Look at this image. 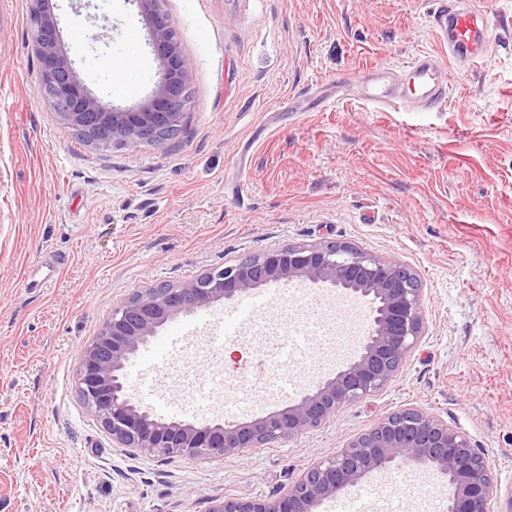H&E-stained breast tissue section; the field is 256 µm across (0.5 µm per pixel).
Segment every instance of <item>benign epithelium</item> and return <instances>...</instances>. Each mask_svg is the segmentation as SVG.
<instances>
[{
  "label": "benign epithelium",
  "mask_w": 512,
  "mask_h": 512,
  "mask_svg": "<svg viewBox=\"0 0 512 512\" xmlns=\"http://www.w3.org/2000/svg\"><path fill=\"white\" fill-rule=\"evenodd\" d=\"M150 24L152 48L164 63L152 96L117 110L92 95L59 48L55 17L33 0L34 44L41 64L39 91L63 123L102 147H137L161 140L178 123L190 66L162 0H134ZM273 281L328 286L370 306L367 336L355 351L293 401L247 421L193 423L165 419L129 388L126 368L141 346L170 319L194 313ZM421 282L408 266L350 242L288 244L211 268L178 285L160 283L129 297L82 353L77 391L119 448L166 461L222 460L255 448L278 446L316 427L337 410L382 389L425 333ZM429 467L446 478L448 512H489L495 486L490 461L467 434L416 408L381 418L334 455L312 465L274 497L224 496L208 512H314L325 499L393 465Z\"/></svg>",
  "instance_id": "obj_1"
}]
</instances>
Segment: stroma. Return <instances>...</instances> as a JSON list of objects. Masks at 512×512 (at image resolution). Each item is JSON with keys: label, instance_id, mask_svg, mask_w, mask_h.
<instances>
[{"label": "stroma", "instance_id": "1", "mask_svg": "<svg viewBox=\"0 0 512 512\" xmlns=\"http://www.w3.org/2000/svg\"><path fill=\"white\" fill-rule=\"evenodd\" d=\"M433 0H164L191 62L182 132L99 149L39 94L31 0H0V512H208L272 496L408 407L465 432L512 512V0H484L489 59L449 60L437 112H384L352 73L438 50ZM100 99L140 104L164 70L129 0H50ZM83 27L82 42L70 32ZM139 32L141 90L125 67ZM352 242L423 283L425 334L379 391L277 448L221 461L133 455L79 399L80 357L132 294L259 250ZM53 256L51 279L27 288ZM248 329L186 371L272 379Z\"/></svg>", "mask_w": 512, "mask_h": 512}]
</instances>
